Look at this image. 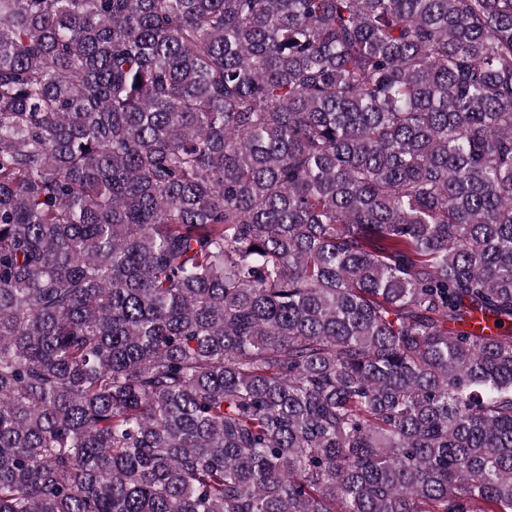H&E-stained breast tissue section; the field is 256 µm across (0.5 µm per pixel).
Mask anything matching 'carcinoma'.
I'll list each match as a JSON object with an SVG mask.
<instances>
[{
    "mask_svg": "<svg viewBox=\"0 0 512 512\" xmlns=\"http://www.w3.org/2000/svg\"><path fill=\"white\" fill-rule=\"evenodd\" d=\"M512 0H0V512H512Z\"/></svg>",
    "mask_w": 512,
    "mask_h": 512,
    "instance_id": "cac0c4a2",
    "label": "carcinoma"
}]
</instances>
